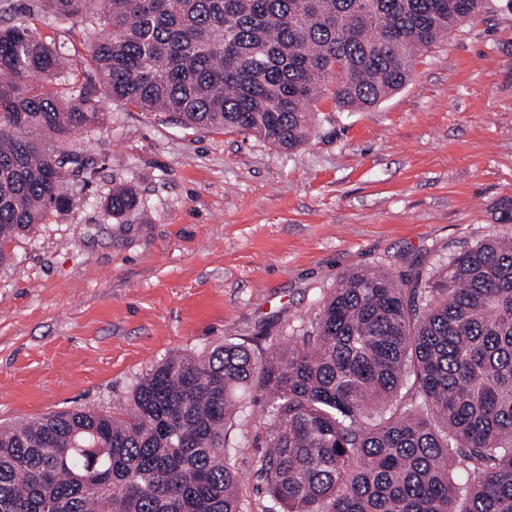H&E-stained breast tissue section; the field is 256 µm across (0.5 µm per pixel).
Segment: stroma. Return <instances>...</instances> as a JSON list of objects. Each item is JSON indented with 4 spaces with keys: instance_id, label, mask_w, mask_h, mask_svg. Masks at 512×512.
<instances>
[{
    "instance_id": "obj_1",
    "label": "stroma",
    "mask_w": 512,
    "mask_h": 512,
    "mask_svg": "<svg viewBox=\"0 0 512 512\" xmlns=\"http://www.w3.org/2000/svg\"><path fill=\"white\" fill-rule=\"evenodd\" d=\"M66 147L94 160L75 202L0 264V424L125 412L172 353L265 352L349 270L436 269L512 229V0H485L373 108L323 105L291 152L108 101ZM116 184L139 210L107 215ZM270 420L251 389L232 429L243 512H273L257 474Z\"/></svg>"
}]
</instances>
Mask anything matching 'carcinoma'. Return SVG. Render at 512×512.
I'll use <instances>...</instances> for the list:
<instances>
[{"label":"carcinoma","mask_w":512,"mask_h":512,"mask_svg":"<svg viewBox=\"0 0 512 512\" xmlns=\"http://www.w3.org/2000/svg\"><path fill=\"white\" fill-rule=\"evenodd\" d=\"M483 2L32 0L0 27V263L74 202L65 168L86 161L56 143L97 127L99 94L293 151L322 103L375 106ZM47 19L94 25L81 61L41 37ZM139 207L114 189L106 213ZM255 386L281 512H512V231L435 271L351 270L302 335L173 355L119 416L1 425L0 512H243L229 430Z\"/></svg>","instance_id":"obj_1"}]
</instances>
